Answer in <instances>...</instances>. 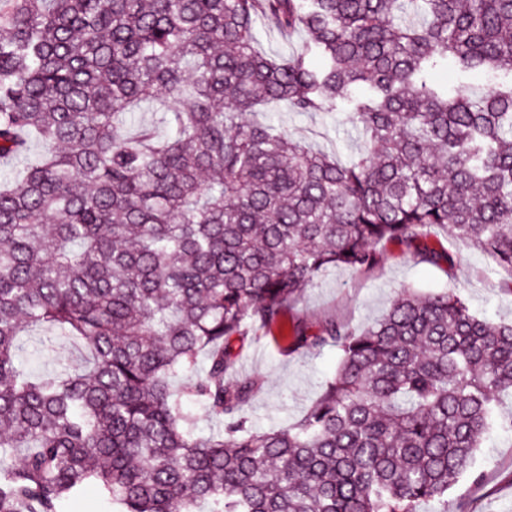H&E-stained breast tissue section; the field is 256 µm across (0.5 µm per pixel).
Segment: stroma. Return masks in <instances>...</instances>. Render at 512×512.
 Instances as JSON below:
<instances>
[{"mask_svg": "<svg viewBox=\"0 0 512 512\" xmlns=\"http://www.w3.org/2000/svg\"><path fill=\"white\" fill-rule=\"evenodd\" d=\"M274 121L292 138L336 148L344 158L359 147L356 129L341 106L332 116L282 111ZM382 251L384 262L373 271L333 269L316 279L298 293L289 318L312 334L330 319L358 326L381 317L407 287L416 292L453 289L477 316L495 323L512 321V270L456 244L445 231L432 229L411 249L390 243ZM18 355L23 366L45 372L78 367L85 348L77 340L35 328L22 338ZM338 359L335 347L289 352L277 330L251 328L236 370L258 383L247 407L253 426L279 427L300 416L335 375ZM460 504L465 512H512L511 437H490L476 449L469 472L448 491L449 508Z\"/></svg>", "mask_w": 512, "mask_h": 512, "instance_id": "stroma-1", "label": "stroma"}]
</instances>
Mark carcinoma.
<instances>
[{"label": "carcinoma", "mask_w": 512, "mask_h": 512, "mask_svg": "<svg viewBox=\"0 0 512 512\" xmlns=\"http://www.w3.org/2000/svg\"><path fill=\"white\" fill-rule=\"evenodd\" d=\"M0 15V512H448L512 394V324L403 290L291 424L257 431L231 374L329 268L379 267L423 228L512 269V0H11ZM263 27L302 45L259 48ZM453 63L484 87L432 81ZM350 106L354 158L264 108ZM137 112L157 120L128 134ZM30 327L86 363L16 364ZM219 420L197 427L184 398ZM57 512H108V508L97 489L89 486L80 496L61 500Z\"/></svg>", "instance_id": "obj_1"}]
</instances>
